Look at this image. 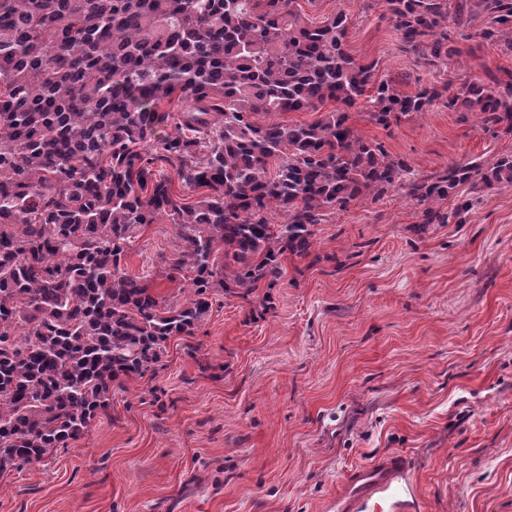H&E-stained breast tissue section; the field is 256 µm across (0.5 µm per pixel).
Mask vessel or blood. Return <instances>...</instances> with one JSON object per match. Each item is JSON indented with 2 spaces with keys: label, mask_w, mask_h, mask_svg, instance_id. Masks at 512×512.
<instances>
[{
  "label": "vessel or blood",
  "mask_w": 512,
  "mask_h": 512,
  "mask_svg": "<svg viewBox=\"0 0 512 512\" xmlns=\"http://www.w3.org/2000/svg\"><path fill=\"white\" fill-rule=\"evenodd\" d=\"M403 456L395 454L353 470L336 497V512H424Z\"/></svg>",
  "instance_id": "b4317fda"
}]
</instances>
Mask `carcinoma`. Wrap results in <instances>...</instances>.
Listing matches in <instances>:
<instances>
[{
    "label": "carcinoma",
    "instance_id": "obj_1",
    "mask_svg": "<svg viewBox=\"0 0 512 512\" xmlns=\"http://www.w3.org/2000/svg\"><path fill=\"white\" fill-rule=\"evenodd\" d=\"M400 51L437 67L478 37L512 53V0H385ZM294 0H0V470L78 439L121 377L155 373L169 337L192 334L210 297L281 275L328 212L392 186L418 202L460 197L427 223H466L476 194L512 191V154L410 177L339 108L370 121L417 116L438 100L512 136V72L444 95L371 82L347 51L348 18L312 25ZM176 103L158 112L163 101ZM311 111L310 123L259 114ZM173 132L158 135V128ZM170 164L189 204L156 170ZM469 185L470 191L459 192ZM285 214L282 224L264 214ZM165 220L185 244L192 297L159 307L123 269L140 227ZM224 246L219 272L211 261Z\"/></svg>",
    "mask_w": 512,
    "mask_h": 512
}]
</instances>
